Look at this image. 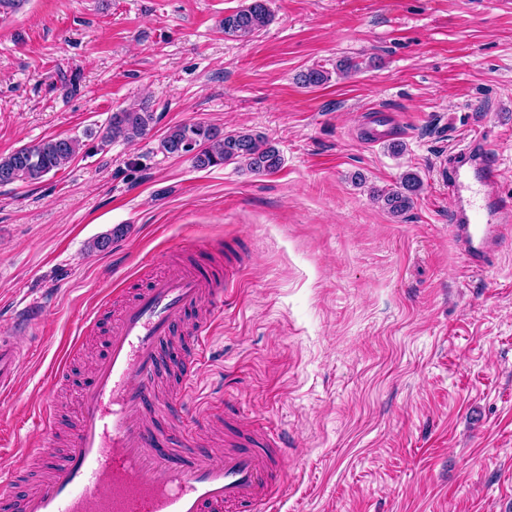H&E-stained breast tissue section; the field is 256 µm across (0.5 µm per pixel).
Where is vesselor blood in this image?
I'll list each match as a JSON object with an SVG mask.
<instances>
[{
	"label": "vessel or blood",
	"mask_w": 512,
	"mask_h": 512,
	"mask_svg": "<svg viewBox=\"0 0 512 512\" xmlns=\"http://www.w3.org/2000/svg\"><path fill=\"white\" fill-rule=\"evenodd\" d=\"M498 177L494 149L480 135L448 161L455 202L449 228L472 268L483 267L512 234V204L493 192ZM244 270V262L234 261L223 275L206 277L175 262L140 289L113 320L80 390L78 425L63 454L45 448L0 453V512H278L288 487L280 434H227L217 458L174 445L195 421V376ZM204 306L210 314L193 325L195 347L180 365L181 390L159 401L164 345ZM21 360L15 337L1 336L0 395L13 391Z\"/></svg>",
	"instance_id": "obj_1"
}]
</instances>
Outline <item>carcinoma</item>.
I'll list each match as a JSON object with an SVG mask.
<instances>
[{
    "mask_svg": "<svg viewBox=\"0 0 512 512\" xmlns=\"http://www.w3.org/2000/svg\"><path fill=\"white\" fill-rule=\"evenodd\" d=\"M270 21L265 0H251L247 6L224 17V33L250 37L263 30ZM329 80L328 72L310 67L300 75L305 87H319ZM154 113L145 107L112 113L106 137L135 140L150 131ZM162 150L175 157L190 156L193 167L206 169L227 162H240L256 174H272L282 165L279 150L249 130L226 133L204 122H185L170 127L161 141ZM79 141L73 138H50L35 145L19 148L6 157L0 156V184L17 180L38 181L64 168L76 157ZM422 189L418 174L408 171L399 186L378 193L375 200L392 215L401 216L412 208L414 197Z\"/></svg>",
    "mask_w": 512,
    "mask_h": 512,
    "instance_id": "carcinoma-1",
    "label": "carcinoma"
}]
</instances>
